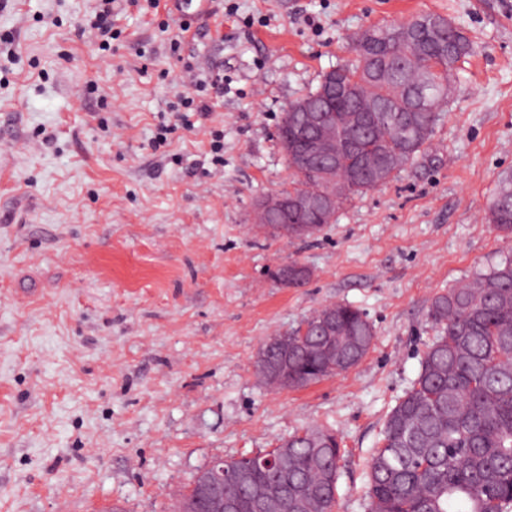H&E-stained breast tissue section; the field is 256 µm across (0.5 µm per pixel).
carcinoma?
<instances>
[{
  "instance_id": "1",
  "label": "carcinoma",
  "mask_w": 512,
  "mask_h": 512,
  "mask_svg": "<svg viewBox=\"0 0 512 512\" xmlns=\"http://www.w3.org/2000/svg\"><path fill=\"white\" fill-rule=\"evenodd\" d=\"M442 16L421 14L392 24L400 37L370 62L338 66L322 80L351 87L323 113L336 134L335 180L316 166L301 168L288 156L294 187L286 194L312 198L331 192L335 209L324 214H288L309 237L333 223L336 209L358 193L386 184L421 152L448 99V79L456 63L472 50L468 36L454 25H437ZM373 66L383 74L362 78ZM312 90L293 102L278 128L279 141L296 139L309 118L300 106L322 104ZM486 221L512 234V173L498 181ZM336 315V349L341 370L357 366L369 352L374 329L359 309L337 303L306 321L308 341L288 357L292 382L307 386L329 375L317 350L315 322ZM429 316L438 335L425 351L411 389L388 413L381 446L367 472L369 512H512V258L474 274L458 288L433 298ZM288 452V484L299 498L286 495L282 476L254 469L252 482L264 486L276 512H333L337 483L326 474L341 460L339 448H311L293 435ZM243 459L224 461V495L250 512L246 484L238 481Z\"/></svg>"
}]
</instances>
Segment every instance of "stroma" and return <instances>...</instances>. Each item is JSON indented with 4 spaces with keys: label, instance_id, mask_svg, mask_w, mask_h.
Segmentation results:
<instances>
[{
    "label": "stroma",
    "instance_id": "35a3bbf8",
    "mask_svg": "<svg viewBox=\"0 0 512 512\" xmlns=\"http://www.w3.org/2000/svg\"><path fill=\"white\" fill-rule=\"evenodd\" d=\"M223 2L233 15L205 21L220 38L177 55L163 7L128 8L106 57L78 31L95 0L0 10V512H174L214 458L317 427L342 443L335 512H368L366 464L433 339L432 299L512 257L485 220L512 173V0ZM424 13L473 50L422 152L316 237L255 224L292 187L289 104L353 62L362 30ZM189 55L226 87L190 128L171 108ZM292 261L312 276L281 287ZM336 303L373 325L358 366L301 388L256 375L270 337Z\"/></svg>",
    "mask_w": 512,
    "mask_h": 512
}]
</instances>
